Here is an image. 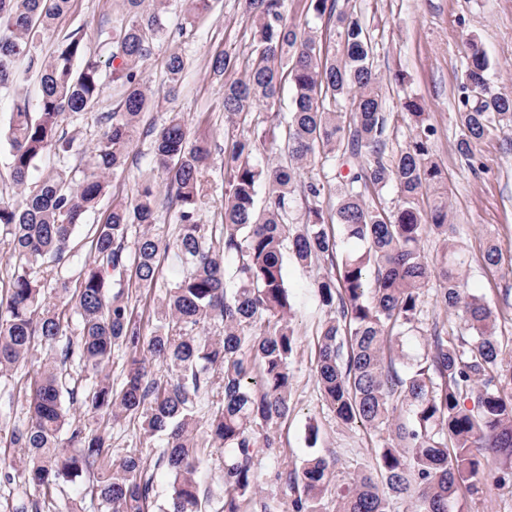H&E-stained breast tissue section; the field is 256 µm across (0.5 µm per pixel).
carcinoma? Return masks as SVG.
Listing matches in <instances>:
<instances>
[{
    "label": "carcinoma",
    "mask_w": 512,
    "mask_h": 512,
    "mask_svg": "<svg viewBox=\"0 0 512 512\" xmlns=\"http://www.w3.org/2000/svg\"><path fill=\"white\" fill-rule=\"evenodd\" d=\"M73 0H0V86L19 85L29 74L39 82V100L16 96L0 141L8 146L13 182L27 184L47 154L67 155L73 138L62 127L70 113L93 112L105 86L120 91L118 109L103 116L105 129L94 160L79 178L64 170L44 174L29 192L0 201V226L10 234L11 276L0 297V373L27 362L39 340L61 350L30 378L29 421L11 430L9 443L24 451V463L43 497L56 487L92 481L104 512H151L150 465L131 454L112 460L110 432L87 431L65 403L112 419L134 417L148 435L165 436L156 464L172 478L159 512H202L195 474L214 449L224 451L222 512H256V462L276 448L274 424L291 411L289 372L296 338L292 300L285 283V250L295 263L330 262L334 272L317 282L331 316L320 331L316 365L321 394L336 418L381 435L371 464L336 485V512H393L408 499L416 512H451L457 497L478 492V478L494 466L498 481L512 482V371L499 366L497 313L469 288L467 259L456 247L457 225L448 223V189L435 160L423 106L403 103L415 135L386 157L388 116L375 46L357 13L337 9V0H310L318 17L333 22L337 52L323 53L311 31L288 21L284 0H239L251 20L250 52L242 76L236 54L213 57L210 69L224 78L227 122L246 120L256 104L266 124L248 137L228 138L231 162L224 196V224L200 223L209 195L210 134L189 138L180 113L151 131L153 166L141 172L136 195L112 204L93 226L92 260L76 286L56 279L59 300L43 297L37 269L46 276L68 259L84 217L96 209L106 178L125 172L129 148L149 101L142 71L151 46L170 37L164 15L168 0H121L122 19L112 28L109 71L102 70L83 33L74 30L41 56L40 36L54 29ZM188 18L210 13L213 0H183ZM468 65L460 87L457 151L470 159L495 132L512 129V95L488 78L482 42L466 38ZM186 61L172 52L164 85L176 94ZM292 89L288 112L278 107L283 84ZM268 153L266 162L258 155ZM335 203L320 205L325 185L303 183L305 168L339 169ZM166 176V203L177 212L178 232L154 233L160 201L156 174ZM392 187L393 209L370 200ZM311 200L306 224L288 223L296 190ZM343 231L339 246L327 225ZM139 227L134 251L127 248ZM442 242L428 258L422 239ZM174 252L186 274L161 303L151 335L122 291L112 292L127 271L147 292L156 285L160 254ZM496 266L502 249L488 238L482 255ZM433 292L437 305L454 311L460 332L433 325L426 330L422 304ZM80 333L63 338L71 314ZM222 332L210 335L211 324ZM126 351L123 383L116 390L104 369L112 348ZM77 356L96 382L82 398L67 384L63 367ZM166 365L157 378L150 361ZM223 399L200 414L199 403L214 376ZM474 400V409L465 401ZM477 448L489 450L481 458ZM335 478L332 462L315 451L287 475L297 497L292 512H318Z\"/></svg>",
    "instance_id": "carcinoma-1"
}]
</instances>
